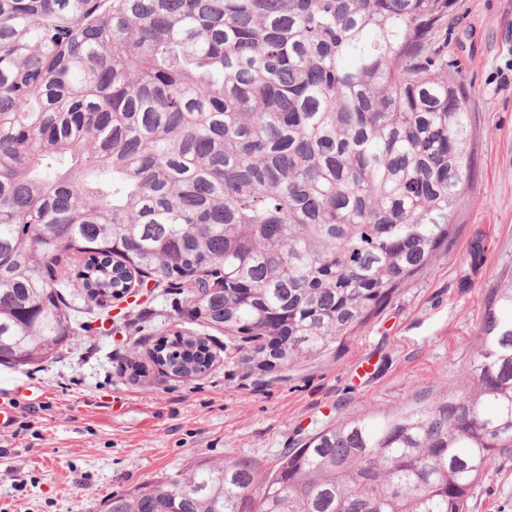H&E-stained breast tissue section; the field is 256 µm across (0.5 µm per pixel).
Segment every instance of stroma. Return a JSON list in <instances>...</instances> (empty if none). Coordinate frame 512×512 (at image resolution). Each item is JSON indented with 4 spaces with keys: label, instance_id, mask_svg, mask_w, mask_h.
I'll list each match as a JSON object with an SVG mask.
<instances>
[{
    "label": "stroma",
    "instance_id": "stroma-1",
    "mask_svg": "<svg viewBox=\"0 0 512 512\" xmlns=\"http://www.w3.org/2000/svg\"><path fill=\"white\" fill-rule=\"evenodd\" d=\"M440 44L468 93L473 151L445 251L345 342L272 382L224 360L223 333L177 311L171 288L113 302L52 362L0 365V397L16 401L0 428V512H103L114 494L205 462L248 457L264 472L338 418L467 384L491 290L512 281V0H458ZM176 330L211 336L209 371L186 380L149 359ZM469 505L512 512V457L486 472Z\"/></svg>",
    "mask_w": 512,
    "mask_h": 512
}]
</instances>
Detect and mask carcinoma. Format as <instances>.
Wrapping results in <instances>:
<instances>
[{
    "instance_id": "1",
    "label": "carcinoma",
    "mask_w": 512,
    "mask_h": 512,
    "mask_svg": "<svg viewBox=\"0 0 512 512\" xmlns=\"http://www.w3.org/2000/svg\"><path fill=\"white\" fill-rule=\"evenodd\" d=\"M456 5L0 0V365L55 359L148 278L260 382L351 335L464 200L467 92L436 52ZM150 355L184 379L215 359L181 331ZM469 376L339 419L262 479L204 463L104 512H468L512 457V287L492 289Z\"/></svg>"
}]
</instances>
